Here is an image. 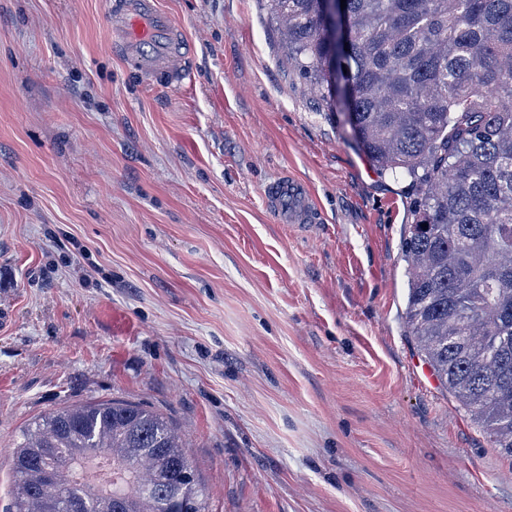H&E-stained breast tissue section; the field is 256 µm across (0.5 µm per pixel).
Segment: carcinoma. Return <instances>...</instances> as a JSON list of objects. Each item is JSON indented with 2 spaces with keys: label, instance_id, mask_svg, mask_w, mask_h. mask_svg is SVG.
<instances>
[{
  "label": "carcinoma",
  "instance_id": "1",
  "mask_svg": "<svg viewBox=\"0 0 512 512\" xmlns=\"http://www.w3.org/2000/svg\"><path fill=\"white\" fill-rule=\"evenodd\" d=\"M358 145L417 191L405 318L459 406L512 458V0H346L331 71L329 0H266ZM164 416L120 399L49 411L11 456L15 512H177L204 488Z\"/></svg>",
  "mask_w": 512,
  "mask_h": 512
}]
</instances>
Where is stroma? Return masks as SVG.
Here are the masks:
<instances>
[{
  "instance_id": "obj_1",
  "label": "stroma",
  "mask_w": 512,
  "mask_h": 512,
  "mask_svg": "<svg viewBox=\"0 0 512 512\" xmlns=\"http://www.w3.org/2000/svg\"><path fill=\"white\" fill-rule=\"evenodd\" d=\"M184 73L110 0H0V512L28 423L112 398L183 434L209 512H512V460L405 323L415 192L375 167L263 0H157ZM304 181L319 223L264 188ZM109 29L116 48L131 56L148 79L177 80L182 72V31L167 15L159 12L155 0H112ZM148 43L149 54L139 48ZM268 209L283 224H315L318 212L308 186L292 176H280L264 189Z\"/></svg>"
}]
</instances>
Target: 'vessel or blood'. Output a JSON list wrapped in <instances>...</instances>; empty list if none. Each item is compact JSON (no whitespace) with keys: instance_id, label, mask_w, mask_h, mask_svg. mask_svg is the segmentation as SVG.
<instances>
[{"instance_id":"b4317fda","label":"vessel or blood","mask_w":512,"mask_h":512,"mask_svg":"<svg viewBox=\"0 0 512 512\" xmlns=\"http://www.w3.org/2000/svg\"><path fill=\"white\" fill-rule=\"evenodd\" d=\"M109 29L116 48L134 58L141 74L150 79H178L183 66L182 31L158 11L155 0H113ZM148 54H140L141 45ZM268 209L285 224H312L318 218L308 186L291 176L270 181L264 189Z\"/></svg>"}]
</instances>
